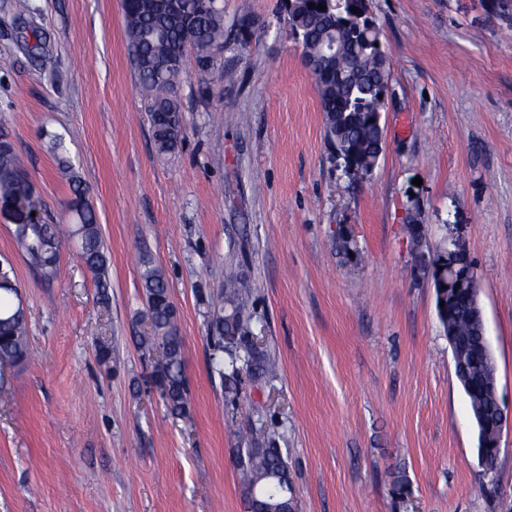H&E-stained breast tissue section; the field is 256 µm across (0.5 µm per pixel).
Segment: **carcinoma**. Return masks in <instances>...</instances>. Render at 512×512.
I'll use <instances>...</instances> for the list:
<instances>
[{
	"mask_svg": "<svg viewBox=\"0 0 512 512\" xmlns=\"http://www.w3.org/2000/svg\"><path fill=\"white\" fill-rule=\"evenodd\" d=\"M326 6L324 10L309 4ZM358 11H350L352 4ZM128 47L140 85L151 100L149 116L157 153H175L184 136V120L176 92L186 77L184 59L194 54L197 68L209 72L222 64L217 51L229 44L224 37V11L211 0H122ZM289 31L301 47L305 65L315 78L325 137L334 148L336 165L349 178L371 174L384 150V126L376 114L384 111L381 97L389 77V60L380 30L369 11V0H294L286 8ZM18 47L41 61L50 57L47 35L31 15L28 0H14ZM69 185L73 223L68 235L78 244L79 257L98 287L108 286V259L95 211L86 202L87 189L75 172ZM0 196L31 201L32 192L21 159L7 135L0 134ZM17 245L28 263L46 279L55 277L62 247L56 225L47 218L18 224ZM141 280L150 332L140 345L154 353L151 378L170 414L191 420L190 395L184 370L183 341L176 310L163 271L145 263ZM12 267L0 268V363L31 355L28 322L18 301ZM251 285L230 273L219 296L214 326L216 341L211 369L224 378V393L238 396V377L245 371L266 376L275 364L246 341L251 318ZM448 323L461 336L474 337L467 295L448 301ZM470 406L494 405L492 392L476 386L465 392ZM236 467L249 512H293V485L288 462L279 448H240Z\"/></svg>",
	"mask_w": 512,
	"mask_h": 512,
	"instance_id": "obj_1",
	"label": "carcinoma"
}]
</instances>
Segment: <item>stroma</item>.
Returning <instances> with one entry per match:
<instances>
[{
  "mask_svg": "<svg viewBox=\"0 0 512 512\" xmlns=\"http://www.w3.org/2000/svg\"><path fill=\"white\" fill-rule=\"evenodd\" d=\"M250 14L224 63L187 59L185 136L161 157L127 48L120 0H29L51 53L15 43L0 0V132L24 159L39 211L67 225L88 187L110 286L73 240L43 279L0 200V261L26 303L34 360L0 365V512H246L235 457L288 459L296 512H512V431L485 474L435 291L406 225L464 241L512 410V11L488 0H369L391 59L386 143L369 176L337 168L315 80L283 0H221ZM420 186H413V179ZM344 229L350 256L336 251ZM160 267L177 308L193 418H173L139 342L140 274ZM254 283L248 334L278 363L238 398L210 368L229 271Z\"/></svg>",
  "mask_w": 512,
  "mask_h": 512,
  "instance_id": "35a3bbf8",
  "label": "stroma"
}]
</instances>
